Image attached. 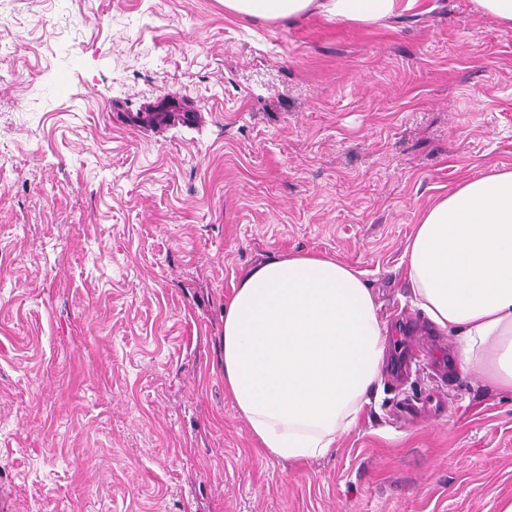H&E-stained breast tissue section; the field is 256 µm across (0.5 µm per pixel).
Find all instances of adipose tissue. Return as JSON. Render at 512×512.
<instances>
[{
  "mask_svg": "<svg viewBox=\"0 0 512 512\" xmlns=\"http://www.w3.org/2000/svg\"><path fill=\"white\" fill-rule=\"evenodd\" d=\"M417 0H224L234 13L354 24ZM410 302L457 340L456 363L512 393V168L495 166L434 198L405 241ZM387 327L361 270L317 253L267 258L224 306V387L263 453L325 456L382 383Z\"/></svg>",
  "mask_w": 512,
  "mask_h": 512,
  "instance_id": "1",
  "label": "adipose tissue"
}]
</instances>
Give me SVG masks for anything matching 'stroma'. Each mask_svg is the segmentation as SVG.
Segmentation results:
<instances>
[{
  "mask_svg": "<svg viewBox=\"0 0 512 512\" xmlns=\"http://www.w3.org/2000/svg\"><path fill=\"white\" fill-rule=\"evenodd\" d=\"M0 512H502L512 393L401 370L418 212L512 166V27L473 0L375 26L224 0H0ZM187 122H155V111ZM364 272L382 388L332 453L266 457L224 389L241 274Z\"/></svg>",
  "mask_w": 512,
  "mask_h": 512,
  "instance_id": "35a3bbf8",
  "label": "stroma"
}]
</instances>
